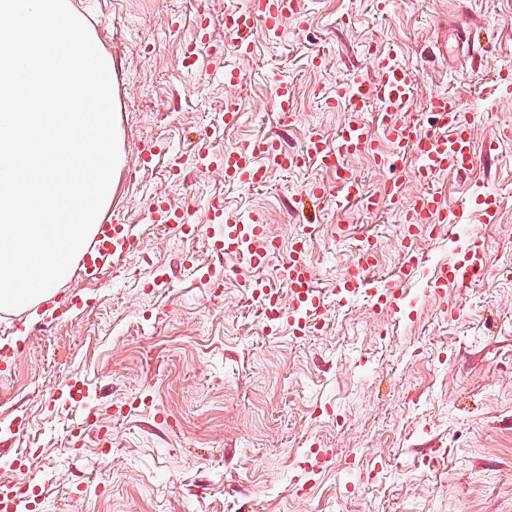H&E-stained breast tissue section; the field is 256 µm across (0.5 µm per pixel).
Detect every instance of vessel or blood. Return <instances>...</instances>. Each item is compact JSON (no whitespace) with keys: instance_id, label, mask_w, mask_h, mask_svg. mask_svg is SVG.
<instances>
[{"instance_id":"1","label":"vessel or blood","mask_w":512,"mask_h":512,"mask_svg":"<svg viewBox=\"0 0 512 512\" xmlns=\"http://www.w3.org/2000/svg\"><path fill=\"white\" fill-rule=\"evenodd\" d=\"M289 23L299 29L307 25L302 0H246L241 7L226 5L225 52L218 62L225 84L238 82L240 74L235 60L252 53L258 32L275 37ZM371 62L374 77L356 74L337 84L333 95L323 98L325 107L340 108L350 114L348 122L335 136L313 130L294 151L285 148L276 137H258L237 142L219 156L212 153L208 138L201 137L187 160L173 163V170H181L187 163L204 170L216 163L224 169L225 183L252 187L264 185L274 166L285 170L311 162L319 169L335 172L333 182L308 185L307 196L326 202L339 212L360 204L374 213L386 202L401 208L400 270L412 273L422 263L415 249L416 240L450 238L462 222L460 213L449 208L441 196L430 192V185L436 177L448 172L472 173L484 159L475 148L476 122L458 97L438 91L428 98L424 109H417L416 72L381 48L372 50ZM425 111L429 112L431 123L422 121L421 114ZM365 112L381 113L380 133H373L362 121L361 115ZM387 146L392 149L388 155L383 152ZM356 156L391 167L401 158L413 160L414 176L427 185L428 190L412 201H405L403 179L397 175L388 179L380 192L367 194L361 178L347 164L348 158ZM208 217L210 223L224 227L223 237L214 241L215 250L227 254L245 252L254 267L263 266L272 256H278L280 243L269 236L259 217L242 220L225 211L218 197L210 199ZM146 219L148 223L172 228L187 225L185 211L166 197L152 202ZM313 233V226H304L293 238L287 257L280 258L274 270L280 286L287 287V295H280L278 288L268 284L257 281L250 284L251 290L263 297L265 322L272 327L288 325L296 336L304 334L306 329L319 327L328 308L324 294L315 286L314 272L307 259ZM137 248V240L128 225L116 219L105 221L96 226L89 247L80 255V267L86 278L95 279L109 257L128 254ZM377 259L376 242L367 237L359 239L353 261L336 280L333 295L337 301L346 302L359 295L376 309L398 306L401 290L394 281H383L375 276ZM485 271V254L473 241L463 260L436 265L432 285L465 288L483 279ZM64 403L81 415L83 424H91L88 392L80 379L68 380ZM0 512H32L31 501L16 495L13 482L0 481Z\"/></svg>"}]
</instances>
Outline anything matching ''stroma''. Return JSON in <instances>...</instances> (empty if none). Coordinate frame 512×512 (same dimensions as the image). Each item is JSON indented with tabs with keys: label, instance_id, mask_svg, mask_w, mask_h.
<instances>
[{
	"label": "stroma",
	"instance_id": "35a3bbf8",
	"mask_svg": "<svg viewBox=\"0 0 512 512\" xmlns=\"http://www.w3.org/2000/svg\"><path fill=\"white\" fill-rule=\"evenodd\" d=\"M68 2L112 60L123 162L111 207L139 249L94 281L74 269L35 311L0 315V347L21 351L0 375V453L25 462L0 478L37 492L35 512H512V102L481 97L512 67V0H394L385 13L376 0H306V29L286 25L276 40L258 33L234 88L212 73L226 0ZM200 6L210 42L191 73L181 57ZM376 45L417 69L418 102L447 90L480 114L477 151L488 165L435 182L486 254V275L470 287L430 285L436 263L463 257L462 243L419 242L423 263L398 274L399 211L302 205L307 185L332 173L276 168L247 189L226 185L214 165L170 171L208 132L217 155L267 135L294 150L314 126L335 134L348 115L318 106L314 92L371 74ZM278 78L296 90L287 126ZM233 94L240 118L228 127ZM144 140L167 160L141 169ZM488 189L500 199L494 224L475 202ZM162 195L187 209L190 229L147 223ZM215 196L228 212L261 214L284 244L314 225L308 260L326 293L354 258L333 225L374 235L381 272L399 276L398 312L354 299L303 336L247 316L239 279L211 287L218 267L267 280L273 270L212 252ZM74 376L90 389L98 429L76 432L63 405ZM316 452L326 463L303 477Z\"/></svg>",
	"mask_w": 512,
	"mask_h": 512
}]
</instances>
